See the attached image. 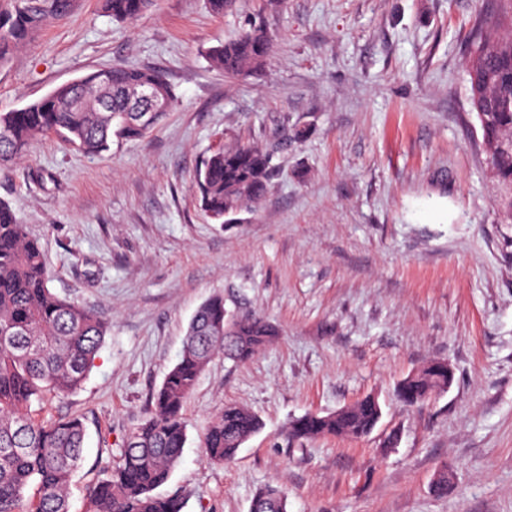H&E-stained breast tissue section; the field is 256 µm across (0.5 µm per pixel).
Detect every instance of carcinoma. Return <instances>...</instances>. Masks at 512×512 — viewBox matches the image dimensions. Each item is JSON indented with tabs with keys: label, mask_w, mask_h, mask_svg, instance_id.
I'll list each match as a JSON object with an SVG mask.
<instances>
[{
	"label": "carcinoma",
	"mask_w": 512,
	"mask_h": 512,
	"mask_svg": "<svg viewBox=\"0 0 512 512\" xmlns=\"http://www.w3.org/2000/svg\"><path fill=\"white\" fill-rule=\"evenodd\" d=\"M0 12V63L44 18L61 11L66 0H15ZM153 0H103L112 19L132 22ZM512 25V0L478 24L468 67L490 75L479 88L476 112L497 184L505 223L512 224V37H495L489 29ZM273 37L255 21L212 49L208 58L228 77L262 70ZM149 90L172 107L175 92L158 71L114 65L70 84H62L22 108L0 112V164L20 157L39 136L58 134L76 151L100 157L112 138L137 140L164 116L144 112L137 98ZM273 154L255 145L224 147L211 154L196 174L202 210L217 224L251 211L270 191ZM109 327L90 309L62 299L49 287L39 242L29 237L14 210L0 201V512H69V482L81 461L86 428L81 416L39 419L33 402L64 398L86 380ZM277 336L260 316L233 317L224 299H208L191 319L178 361L151 397L149 416L125 438L118 464L90 492L88 512H183L179 493L162 495L179 465L187 442L183 408L200 375L218 355L236 362L251 359ZM448 390V368L431 360L398 381L397 399L406 406L425 403ZM382 417L368 394L326 415L293 420L288 440L332 435L362 438ZM262 428L250 410L226 405L204 438L207 458L232 460L239 448ZM36 496L26 497L29 486ZM249 512H288V499L268 485L255 492Z\"/></svg>",
	"instance_id": "obj_1"
}]
</instances>
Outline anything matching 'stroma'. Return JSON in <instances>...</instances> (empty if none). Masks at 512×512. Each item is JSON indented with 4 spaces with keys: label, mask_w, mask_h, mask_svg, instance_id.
I'll return each instance as SVG.
<instances>
[{
    "label": "stroma",
    "mask_w": 512,
    "mask_h": 512,
    "mask_svg": "<svg viewBox=\"0 0 512 512\" xmlns=\"http://www.w3.org/2000/svg\"><path fill=\"white\" fill-rule=\"evenodd\" d=\"M497 9L236 0L219 17L205 0H155L121 23L99 0H70L11 52L0 112L115 64L159 70L176 93L147 137L105 156L40 137L0 168V201L39 241L50 287L110 327L82 388L42 411L85 418L70 512H87L89 486L118 463L215 295L278 334L248 361L215 358L187 397V443L163 487L184 493V512H249L266 485L289 512H512V224L466 75L476 21ZM258 16L274 38L268 64L224 76L207 50ZM298 125L306 141L287 143ZM234 144L268 149L277 172L255 210L217 224L194 175ZM433 359L448 361L451 387L404 406L397 381ZM369 393L383 417L368 437L286 442L292 420ZM228 404L263 428L219 465L202 440Z\"/></svg>",
    "instance_id": "1"
}]
</instances>
